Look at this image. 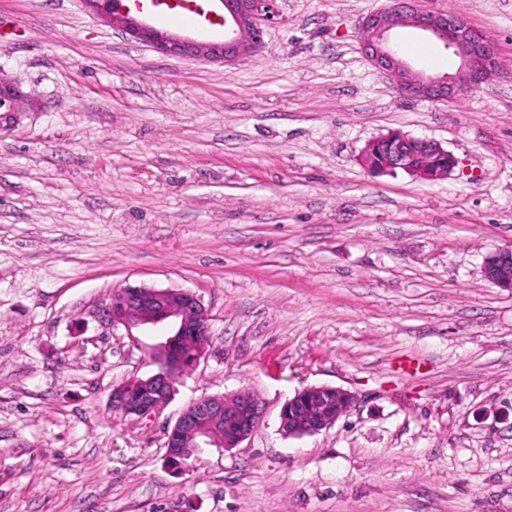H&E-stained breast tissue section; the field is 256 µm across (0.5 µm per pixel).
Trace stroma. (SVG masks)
Instances as JSON below:
<instances>
[{
    "label": "stroma",
    "instance_id": "35a3bbf8",
    "mask_svg": "<svg viewBox=\"0 0 512 512\" xmlns=\"http://www.w3.org/2000/svg\"><path fill=\"white\" fill-rule=\"evenodd\" d=\"M386 0H279L233 65L160 54L80 0H0V78L36 103L0 128V512H512V0H421L495 42L503 71L448 102L403 98L364 56ZM392 46L451 71L413 30ZM400 130L458 166L370 174ZM195 292L211 343L156 415L115 411L154 372V332L97 310L113 289ZM328 385L351 412L280 430ZM253 392L239 447L164 461L189 403ZM483 275L491 284L512 290V247L490 252L483 263ZM356 405L349 391L328 385L295 392L280 411V431L293 438L312 435L335 424Z\"/></svg>",
    "mask_w": 512,
    "mask_h": 512
}]
</instances>
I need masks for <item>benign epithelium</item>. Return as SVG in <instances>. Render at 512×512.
<instances>
[{"label": "benign epithelium", "instance_id": "7a95c632", "mask_svg": "<svg viewBox=\"0 0 512 512\" xmlns=\"http://www.w3.org/2000/svg\"><path fill=\"white\" fill-rule=\"evenodd\" d=\"M223 12L213 21L224 26V40L203 34L180 36L160 29L143 16L123 12L112 15V27L135 40L174 57L232 64L259 52L265 29L279 23L277 0H219ZM399 27L420 30L448 50L456 70L442 75H420L400 59L389 44L390 33ZM361 49L372 65L389 76L407 98L448 101L477 90L500 72L502 63L494 42L460 17L432 13L414 0H388L387 5L366 15L361 23ZM28 99L10 82L0 87V112L7 117L26 111ZM362 163L372 174L402 171L426 181L446 178L458 165L457 158L434 140L392 131L369 142ZM487 281L512 290V247L490 252L483 263ZM103 321L112 328L133 331L165 320L174 324V336L157 345L167 365L143 378L133 377L112 389V408L130 418L161 411L171 400L172 373L177 363L171 356L176 339L191 340L210 335L209 318L198 296L184 291L178 301L167 290L151 286L127 285L109 295L100 309ZM356 405L349 391L328 385L310 386L295 392L280 411V431L293 438L318 433L347 415ZM264 409L248 391L228 396H210L188 405L173 429L167 431L165 447L171 453L204 445L232 449L238 447L259 426Z\"/></svg>", "mask_w": 512, "mask_h": 512}]
</instances>
